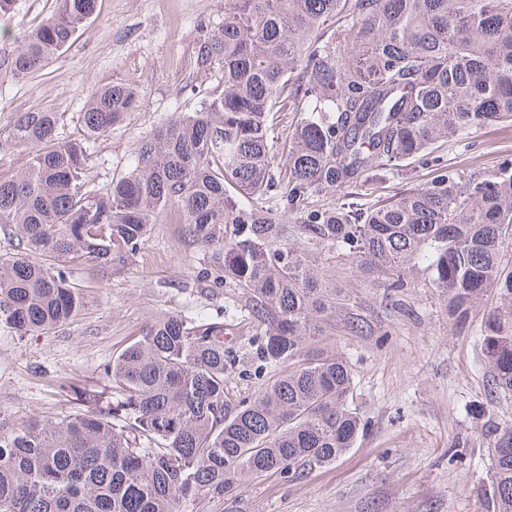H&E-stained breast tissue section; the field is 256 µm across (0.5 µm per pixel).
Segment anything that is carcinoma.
Wrapping results in <instances>:
<instances>
[{
    "mask_svg": "<svg viewBox=\"0 0 512 512\" xmlns=\"http://www.w3.org/2000/svg\"><path fill=\"white\" fill-rule=\"evenodd\" d=\"M0 71H42L95 13L55 0ZM197 64L224 92L175 112L135 148L137 162L99 187L89 145L138 104L123 85L92 91L83 138L54 112H18L22 170L0 175V226L18 253L0 261V332L46 334L88 305L76 266L102 273L134 254L176 211L189 239L219 246L224 285L244 295L227 321L164 313L104 368L112 384L74 392L75 410L0 430V512H179L188 499L237 501L250 480L302 478L353 447L361 418L341 357L307 347L329 329L372 331L366 316L302 259L334 247L395 296L419 274L466 332L488 290L501 299L481 329L488 396H512V158L467 172L440 155L485 126L512 125V0H224L202 29ZM300 113L274 121L284 105ZM432 166L427 183L371 203L356 191ZM343 192L344 201L323 203ZM245 325L236 346L224 336ZM267 376L234 399L227 378ZM493 512H512V420L490 431Z\"/></svg>",
    "mask_w": 512,
    "mask_h": 512,
    "instance_id": "1",
    "label": "carcinoma"
}]
</instances>
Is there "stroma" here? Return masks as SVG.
I'll return each mask as SVG.
<instances>
[{
	"mask_svg": "<svg viewBox=\"0 0 512 512\" xmlns=\"http://www.w3.org/2000/svg\"><path fill=\"white\" fill-rule=\"evenodd\" d=\"M54 7L55 0H14L0 16V54ZM223 15L224 0H98L92 18L44 70L19 82L0 73V175L26 162L8 144L15 113H57L60 132L78 138L89 93L116 84L136 89L141 105L92 144L87 174L102 186L131 170L138 143L172 113L194 111L202 98L223 92V83L196 62L202 23ZM475 141L469 152L448 148V162L467 170L493 165L512 154V126H488ZM304 252L326 273L327 287L341 289L372 319L371 335L340 329L326 338L353 369L354 404L366 428L335 463L304 478L248 482L241 512H490L485 423L512 419V399L487 397L481 328L496 296L485 297L459 335L440 289H407V310L397 313L341 251L308 244ZM75 280L90 296L76 320L50 334L0 333V429L72 411L70 387L108 385L104 367L151 318L213 316L241 298L224 287L213 250L189 241L173 211L111 274L83 269Z\"/></svg>",
	"mask_w": 512,
	"mask_h": 512,
	"instance_id": "obj_1",
	"label": "stroma"
}]
</instances>
